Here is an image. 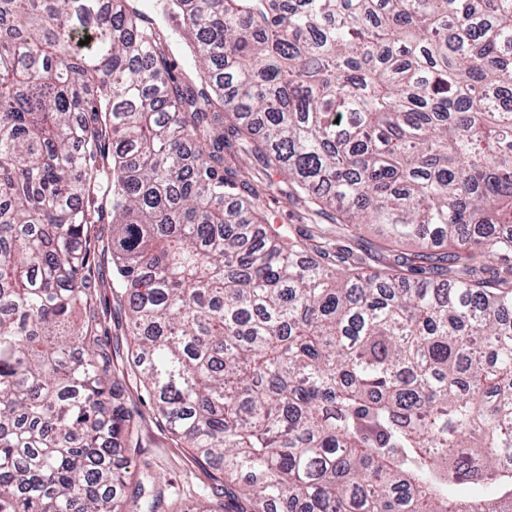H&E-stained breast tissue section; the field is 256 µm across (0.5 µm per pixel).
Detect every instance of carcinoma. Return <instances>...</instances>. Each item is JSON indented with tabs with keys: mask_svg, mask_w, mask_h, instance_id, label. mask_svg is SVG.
I'll return each mask as SVG.
<instances>
[{
	"mask_svg": "<svg viewBox=\"0 0 512 512\" xmlns=\"http://www.w3.org/2000/svg\"><path fill=\"white\" fill-rule=\"evenodd\" d=\"M0 0V512H159L85 273L112 225L133 364L232 512H512V0ZM87 44H82V41ZM290 195L412 241L371 271ZM138 1L137 3L146 11L153 13V15H157L158 17V27L164 32L165 34H168L170 36L169 39V53H170V60L172 65V74L175 77L183 78L185 76V73H187V67L184 64V61L182 59L181 50L178 45L179 39L177 37V34L179 32L180 27V21L179 18H176V24L171 25L170 19L171 17H164L163 15H160V10L158 7V3L156 0H135ZM239 169L249 172L256 181L263 185V204L268 219L276 228L286 234L288 232L302 242L310 243L309 239L322 232L340 246L351 248L356 255L365 258L367 266L379 268L389 261L391 253L379 243V239L370 229H361L358 234L346 235L338 224L323 215L319 216L309 210L304 199L288 197L286 183L274 172L266 173L259 161L234 148L224 152V169ZM271 187L269 188V185Z\"/></svg>",
	"mask_w": 512,
	"mask_h": 512,
	"instance_id": "1",
	"label": "carcinoma"
}]
</instances>
